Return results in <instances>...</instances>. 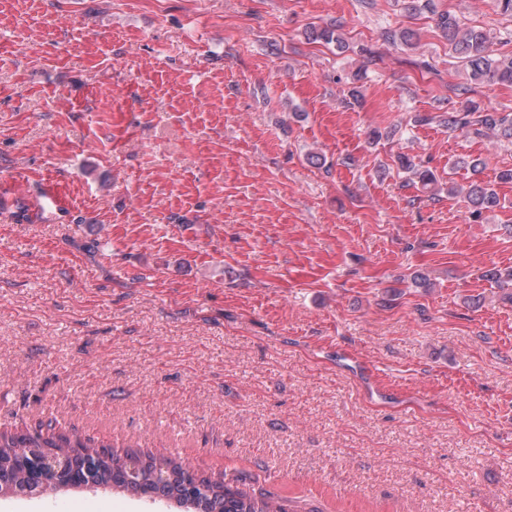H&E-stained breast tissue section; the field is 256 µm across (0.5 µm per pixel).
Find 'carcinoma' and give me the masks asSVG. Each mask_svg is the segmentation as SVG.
<instances>
[{"label":"carcinoma","mask_w":512,"mask_h":512,"mask_svg":"<svg viewBox=\"0 0 512 512\" xmlns=\"http://www.w3.org/2000/svg\"><path fill=\"white\" fill-rule=\"evenodd\" d=\"M406 9L412 12L427 11L432 14L435 27L448 41V51L475 85L512 84V58L498 57L492 49L493 37L482 29L466 26L459 16L450 11H437L433 0H407ZM340 25L310 27L306 39L325 44H341ZM385 39L413 47L418 33L412 29L384 32ZM368 78L361 68L351 75L349 99L358 103L363 97L362 88ZM458 98L456 106L441 115L416 113L411 121L417 126L438 121L448 131L466 138H483L493 135L512 143V113L497 112L481 106L472 96V87L457 86L453 89ZM398 167L406 180L418 183L425 190L438 184L432 169L415 162L407 154L397 156ZM485 161L479 157H462L453 160L451 169H464L470 173L467 184L448 180V195L462 196L471 216L481 217L500 207L498 193L485 183L480 175ZM486 279L501 290H508L506 298L512 301V268H492ZM91 440L66 431H51L44 435L28 429L0 431V493L18 497L37 498L47 493L41 485L30 482L16 469L13 460L33 448H53L54 456L65 464L66 482L74 488H117L133 497L147 500L161 499L185 512H285L283 505L264 495L255 493L224 480V475L199 474L179 457L155 455L149 452L126 451L114 453L100 445V468L90 473L84 470L82 457L70 453V448H93Z\"/></svg>","instance_id":"1"}]
</instances>
